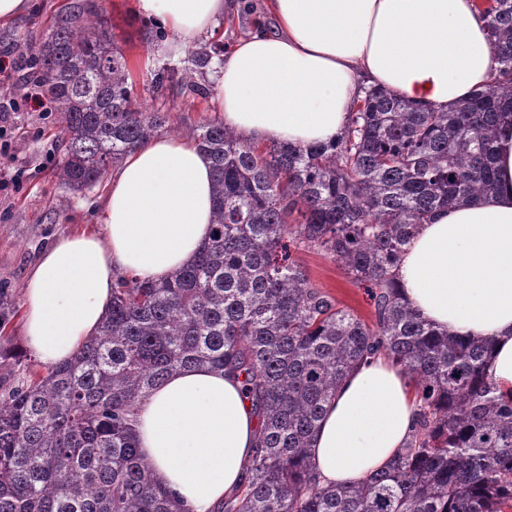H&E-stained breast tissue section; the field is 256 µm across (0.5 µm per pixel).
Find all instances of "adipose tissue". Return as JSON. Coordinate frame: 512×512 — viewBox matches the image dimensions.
I'll return each mask as SVG.
<instances>
[{"instance_id":"ef3b65f1","label":"adipose tissue","mask_w":512,"mask_h":512,"mask_svg":"<svg viewBox=\"0 0 512 512\" xmlns=\"http://www.w3.org/2000/svg\"><path fill=\"white\" fill-rule=\"evenodd\" d=\"M256 22L215 62L224 123L251 143L332 144L361 84L444 109L489 85L493 50L478 0H265ZM237 0H137L191 47ZM492 195L444 209L397 269L411 307L445 333L493 342L488 371L512 395V122H502ZM213 171L187 139L158 136L116 172L94 233L56 240L23 292V337L43 365L70 361L112 307L116 274L160 281L208 241ZM409 379L386 356L354 369L310 448L321 483L350 486L405 446L415 421ZM258 419L233 372L182 370L139 404L135 437L153 477L185 512H215L243 484Z\"/></svg>"}]
</instances>
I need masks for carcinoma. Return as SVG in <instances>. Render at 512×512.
Returning <instances> with one entry per match:
<instances>
[{
  "label": "carcinoma",
  "instance_id": "1",
  "mask_svg": "<svg viewBox=\"0 0 512 512\" xmlns=\"http://www.w3.org/2000/svg\"><path fill=\"white\" fill-rule=\"evenodd\" d=\"M496 76L448 110L363 88L334 145L246 143L218 120L181 134L212 163V235L155 282L119 275L99 333L68 362L37 368L11 344L18 313L0 280V512H185L133 438L138 398L173 373L243 376L258 418L241 493L216 512H504L512 509V399L487 372L490 342L434 329L400 297L394 270L436 210L496 184L495 134L512 115V0H485ZM61 108L55 175L91 191L142 142L174 130L147 107L96 0H74L38 45L16 44ZM217 40L152 73L163 99L209 98ZM317 251L372 302V323L338 307L298 261ZM382 354L410 377L412 439L365 482L326 486L309 449L345 376Z\"/></svg>",
  "mask_w": 512,
  "mask_h": 512
}]
</instances>
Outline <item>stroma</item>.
I'll return each instance as SVG.
<instances>
[{
  "label": "stroma",
  "mask_w": 512,
  "mask_h": 512,
  "mask_svg": "<svg viewBox=\"0 0 512 512\" xmlns=\"http://www.w3.org/2000/svg\"><path fill=\"white\" fill-rule=\"evenodd\" d=\"M68 0H27L22 15L0 24V84L24 94L29 72L20 63L17 41L38 43L52 18ZM134 73L135 90L148 106H159L150 88L153 70L168 58H182L179 40L167 34L155 43L147 32L156 18L135 13L134 0H97ZM59 112L42 117L35 110L12 112L8 121L16 146L13 156L0 158V279L23 292L26 277L39 255L60 236L95 227L100 219L103 189L73 193L60 189L54 174L61 157L58 141ZM25 179L14 185L16 169ZM298 258L311 280L330 292L341 307L371 320L372 303L344 269L320 253L303 251Z\"/></svg>",
  "instance_id": "stroma-1"
}]
</instances>
